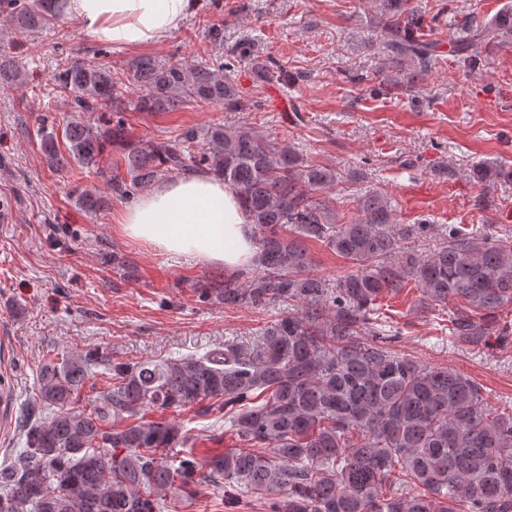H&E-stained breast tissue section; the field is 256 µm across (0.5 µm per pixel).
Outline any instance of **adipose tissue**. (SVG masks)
<instances>
[{"instance_id":"ef3b65f1","label":"adipose tissue","mask_w":512,"mask_h":512,"mask_svg":"<svg viewBox=\"0 0 512 512\" xmlns=\"http://www.w3.org/2000/svg\"><path fill=\"white\" fill-rule=\"evenodd\" d=\"M58 6L97 40L136 49L166 42L196 10L197 0H59ZM117 222L131 240L229 274L251 269L258 257L236 188L208 171L155 185L123 205Z\"/></svg>"}]
</instances>
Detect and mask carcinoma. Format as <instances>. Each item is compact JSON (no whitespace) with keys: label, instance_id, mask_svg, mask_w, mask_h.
Segmentation results:
<instances>
[{"label":"carcinoma","instance_id":"carcinoma-1","mask_svg":"<svg viewBox=\"0 0 512 512\" xmlns=\"http://www.w3.org/2000/svg\"><path fill=\"white\" fill-rule=\"evenodd\" d=\"M58 20L53 0H0V27ZM422 22L408 0H378L370 23L386 52L380 82L391 90L418 86L434 60ZM510 40L512 5L488 22L464 20L453 53L470 65L480 49ZM240 62L259 82L283 73L249 42L216 67L142 58L127 72L62 58L55 81L70 112L64 147L50 126L42 148L52 168L97 171L106 146L115 147L116 166L101 176L121 198L190 171L223 177L251 218L256 269L191 288L200 302L278 303L287 315L250 344L226 342L203 355L116 361L96 350L42 362L35 401L45 417L25 430L15 463L0 469V512H164L204 485L266 497L271 512H512V410L490 412L471 377L398 356L376 330L383 300L413 284L417 310L449 309L461 343L511 336L512 241L490 228L450 224L440 234L434 224H398L379 188L342 224L335 189L343 175L245 120L174 139L133 136L129 112H174L189 102L253 111ZM18 79L0 44V92ZM98 112L112 122L100 125ZM473 176L491 183L512 171L482 163ZM311 241L351 272L334 283L313 274ZM87 388L95 392L88 410ZM197 405L224 419L232 443L209 461L168 457L194 442L166 413Z\"/></svg>","mask_w":512,"mask_h":512}]
</instances>
